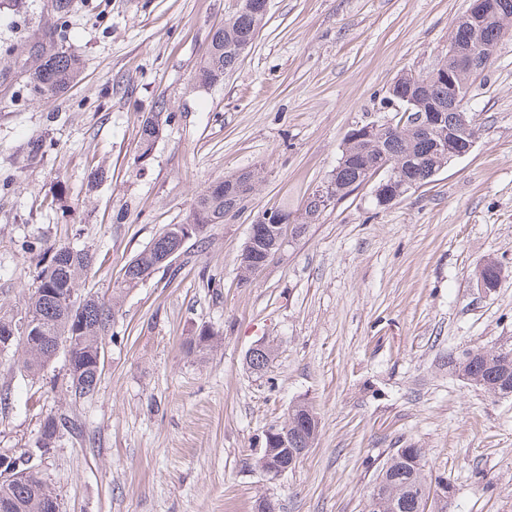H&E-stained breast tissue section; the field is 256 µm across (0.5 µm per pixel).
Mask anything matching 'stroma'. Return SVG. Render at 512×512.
I'll list each match as a JSON object with an SVG mask.
<instances>
[{
  "instance_id": "obj_1",
  "label": "stroma",
  "mask_w": 512,
  "mask_h": 512,
  "mask_svg": "<svg viewBox=\"0 0 512 512\" xmlns=\"http://www.w3.org/2000/svg\"><path fill=\"white\" fill-rule=\"evenodd\" d=\"M239 0H51L0 5V314L25 312L45 249L95 256L88 289L116 300L94 394L59 387L0 352V449H35L64 414L39 471L63 512H364L398 448L454 487L447 512H512V396L460 380L464 351L512 348V36L473 81L482 125L472 152L426 186L376 206L367 182L328 206L248 283L239 255L268 209H301L335 170L347 132L389 113L402 73L448 52L468 0H269L252 48L223 81L196 87L209 32ZM80 54V82L52 100L24 76L45 34ZM174 118L145 161L142 119ZM42 155L29 162L31 143ZM263 179L235 218L189 240L171 268L113 298L120 270L196 194L226 175ZM499 288H478L487 259ZM214 332L210 349L185 341ZM274 348L268 368L245 358ZM318 439L295 470L255 465L266 430L298 400ZM46 424L44 426V429H42L40 439L43 440L44 446H47L49 444H54L55 439L57 437V434L59 433L60 429H66L69 428V425H73L72 421L67 417L66 415H48L45 420ZM43 446V447H44ZM50 446V445H49ZM39 449L42 453H47L49 450H51L50 447L43 448L41 446V443L38 444Z\"/></svg>"
}]
</instances>
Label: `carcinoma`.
I'll list each match as a JSON object with an SVG mask.
<instances>
[{"label":"carcinoma","instance_id":"cac0c4a2","mask_svg":"<svg viewBox=\"0 0 512 512\" xmlns=\"http://www.w3.org/2000/svg\"><path fill=\"white\" fill-rule=\"evenodd\" d=\"M249 0H240L239 9L224 24L210 32L209 51L198 69L196 82L211 85L224 79V73L232 70L241 56L252 47L264 25L267 12L247 5ZM502 5L500 15L495 19L497 34L505 36L512 30V0H495ZM84 67L81 56L69 49L58 48L51 39L40 43L34 51L31 67L28 69L27 84L36 96L48 100L65 93L77 83ZM448 71V63L440 61L433 70L424 75L409 74L402 78L396 92L419 102L418 111L429 115L434 112L440 117L434 133L419 138L404 128L400 131L373 127L370 133L357 140L349 136L344 142V163L323 186L325 195L314 192L304 208L292 212L278 208L276 213L287 224H298L302 228L315 223L321 213L333 201H337L355 190L362 183L363 172L386 158L403 166V171L425 184L432 181L433 173L440 162L436 143L441 140H455L460 137L454 126V113L448 108V83L433 80L434 71ZM160 113L147 117L139 129L137 160L147 158L154 144L163 133ZM258 174L243 172L226 176L208 184L194 198L185 219L187 224H203L207 227L222 224L244 209L246 202L256 190ZM171 225L166 224L148 247L137 254L122 268V275L113 286L112 293L119 296L126 290L142 283L141 272L156 266L160 255L174 246L169 236ZM255 245L249 252H241L239 268L242 281L248 282L253 267L265 257L267 246L272 241L266 225L259 224L255 231ZM46 264L37 274V285L28 292L25 312L36 320L34 330L39 336H75L77 342L72 353V366L79 380H68L65 392L74 396H88L95 392V358L98 348L114 320L115 309L110 304L82 292L93 267V254L82 248L57 245L47 249ZM501 266L489 260L476 272L477 284L491 291L501 280ZM51 288L61 296L75 295L82 298L83 311L73 314L68 306L53 302L46 296ZM13 347L21 352L17 369L29 376L43 371L55 352L47 346H39L19 337L13 339ZM452 369L463 376L464 381L478 386L491 394L506 396L505 385L512 370V349L469 351L464 360L451 361ZM72 421L65 415H49L42 429L40 439L44 445L55 443L60 430L66 429ZM288 431V447L281 449L283 459H288L290 446L296 443L315 442L319 422L312 408L305 402H298L288 410V418L280 425ZM378 477L386 480L389 494L384 497L376 512H425L424 497L431 492L432 476L425 470L424 455L420 448H399L387 459ZM51 492L42 477L36 476L21 486L0 484V497L13 500L14 512H46L44 501Z\"/></svg>","mask_w":512,"mask_h":512}]
</instances>
